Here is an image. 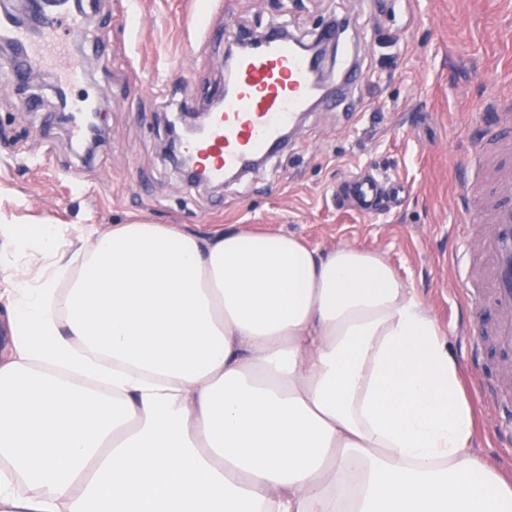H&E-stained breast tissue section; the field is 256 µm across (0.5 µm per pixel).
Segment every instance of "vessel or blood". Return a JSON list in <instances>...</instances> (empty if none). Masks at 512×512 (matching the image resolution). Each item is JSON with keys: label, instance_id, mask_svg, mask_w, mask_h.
<instances>
[{"label": "vessel or blood", "instance_id": "obj_1", "mask_svg": "<svg viewBox=\"0 0 512 512\" xmlns=\"http://www.w3.org/2000/svg\"><path fill=\"white\" fill-rule=\"evenodd\" d=\"M8 37L16 49L8 69L20 80L29 70L45 66L55 40L69 46L81 43L84 23L77 15L57 13L44 17L38 32L13 26ZM313 95L307 61L291 43L269 34L263 49L237 62L223 109L212 113L205 133L187 141L183 151L204 179H223L225 173L240 170L248 160L276 146ZM488 106L499 112L500 121L481 125L475 137L472 160L481 165L491 155L512 148V100L495 94ZM386 186L375 176L353 179L350 188L358 212L374 214ZM481 201L491 221L480 250L492 258L488 300L494 319L483 336L473 338V351L481 353L488 345L512 351V179H501L492 191L482 193Z\"/></svg>", "mask_w": 512, "mask_h": 512}]
</instances>
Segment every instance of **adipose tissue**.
Returning a JSON list of instances; mask_svg holds the SVG:
<instances>
[{"instance_id":"ef3b65f1","label":"adipose tissue","mask_w":512,"mask_h":512,"mask_svg":"<svg viewBox=\"0 0 512 512\" xmlns=\"http://www.w3.org/2000/svg\"><path fill=\"white\" fill-rule=\"evenodd\" d=\"M7 290L0 512H512L441 324L381 255L88 229ZM33 259L54 234L0 226Z\"/></svg>"}]
</instances>
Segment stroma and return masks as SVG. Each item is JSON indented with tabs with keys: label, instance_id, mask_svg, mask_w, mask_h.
Returning <instances> with one entry per match:
<instances>
[{
	"label": "stroma",
	"instance_id": "obj_1",
	"mask_svg": "<svg viewBox=\"0 0 512 512\" xmlns=\"http://www.w3.org/2000/svg\"><path fill=\"white\" fill-rule=\"evenodd\" d=\"M88 14L85 79L69 97L101 101L107 134L74 157L54 70L0 91V225L51 224L73 243L90 225L179 224L203 235L294 234L323 254L341 241L377 252L447 333L478 417L476 453L512 473V441L498 432L512 417L484 394L512 378V353L474 356L463 327L488 325L493 312L465 303L450 264L485 232L477 207L459 199L475 180L473 118L493 85L512 84V0H94ZM333 16L356 23L362 80L352 98L311 112L240 181L218 190L183 182L163 156L166 118L221 93L226 41L273 23L308 37ZM360 173L402 181L400 203L371 216L339 204L337 186ZM456 224L466 233L454 234Z\"/></svg>",
	"mask_w": 512,
	"mask_h": 512
}]
</instances>
